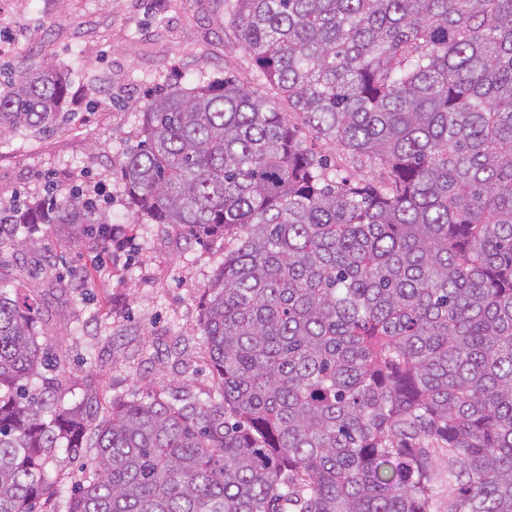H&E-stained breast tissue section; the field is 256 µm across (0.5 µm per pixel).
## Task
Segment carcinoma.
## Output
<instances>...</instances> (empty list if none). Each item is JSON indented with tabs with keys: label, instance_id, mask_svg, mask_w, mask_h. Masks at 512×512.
<instances>
[{
	"label": "carcinoma",
	"instance_id": "1",
	"mask_svg": "<svg viewBox=\"0 0 512 512\" xmlns=\"http://www.w3.org/2000/svg\"><path fill=\"white\" fill-rule=\"evenodd\" d=\"M231 77L156 94L121 163L153 224L236 232L209 286L217 396L64 406L0 283V512H512V0H235ZM46 60L0 82V134L62 122ZM301 121L353 167L305 146ZM20 224L108 215L64 187ZM92 455L63 502L61 445Z\"/></svg>",
	"mask_w": 512,
	"mask_h": 512
}]
</instances>
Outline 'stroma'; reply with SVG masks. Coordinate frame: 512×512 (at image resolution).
I'll return each instance as SVG.
<instances>
[{
  "instance_id": "35a3bbf8",
  "label": "stroma",
  "mask_w": 512,
  "mask_h": 512,
  "mask_svg": "<svg viewBox=\"0 0 512 512\" xmlns=\"http://www.w3.org/2000/svg\"><path fill=\"white\" fill-rule=\"evenodd\" d=\"M233 0H0L11 39L5 70L52 59L73 80V101L54 131L0 136V202L35 200L45 178L96 199L126 239L96 258L58 224L27 228L34 247L0 243V282L35 307L53 355L63 402L93 401L106 419L113 401L164 396L205 401L218 383L201 339L209 286L234 247V232L195 233L152 224L127 205L120 169L138 141V114L156 91L232 76L278 102L238 47Z\"/></svg>"
}]
</instances>
